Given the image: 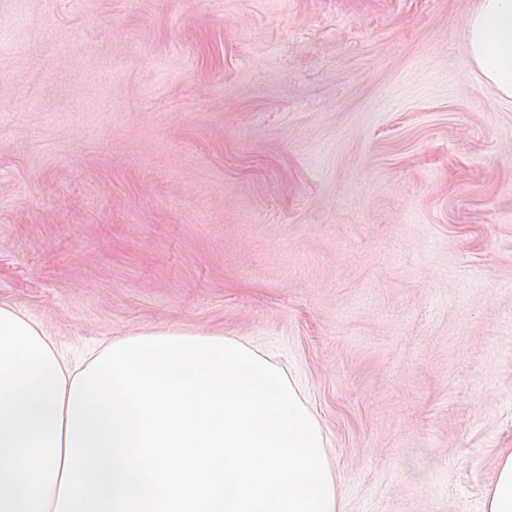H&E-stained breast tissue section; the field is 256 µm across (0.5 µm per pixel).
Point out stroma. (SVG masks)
<instances>
[{"instance_id":"1","label":"stroma","mask_w":512,"mask_h":512,"mask_svg":"<svg viewBox=\"0 0 512 512\" xmlns=\"http://www.w3.org/2000/svg\"><path fill=\"white\" fill-rule=\"evenodd\" d=\"M476 0H0V304L302 388L339 512H483L512 448V101ZM464 33L483 81L512 98V0H479Z\"/></svg>"}]
</instances>
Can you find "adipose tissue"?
<instances>
[{
	"label": "adipose tissue",
	"mask_w": 512,
	"mask_h": 512,
	"mask_svg": "<svg viewBox=\"0 0 512 512\" xmlns=\"http://www.w3.org/2000/svg\"><path fill=\"white\" fill-rule=\"evenodd\" d=\"M512 98V0L464 26ZM324 431L283 372L221 335L148 330L71 368L0 304V512H339Z\"/></svg>",
	"instance_id": "obj_1"
}]
</instances>
